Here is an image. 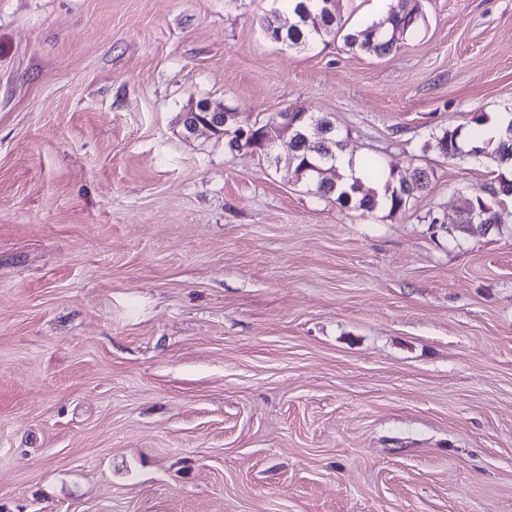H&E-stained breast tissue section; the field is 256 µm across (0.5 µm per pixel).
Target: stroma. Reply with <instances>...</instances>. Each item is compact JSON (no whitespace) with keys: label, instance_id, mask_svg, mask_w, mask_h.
<instances>
[{"label":"stroma","instance_id":"35a3bbf8","mask_svg":"<svg viewBox=\"0 0 512 512\" xmlns=\"http://www.w3.org/2000/svg\"><path fill=\"white\" fill-rule=\"evenodd\" d=\"M272 0H0V512H512V203L436 136L512 112V0L388 57ZM328 117L397 212L179 122ZM288 2L287 17L283 16L278 10L270 13V16H265L262 19V28L266 32L273 29H283L284 36L288 40V47L302 48L310 45L318 38L335 33V35L342 33L343 24L341 18L336 15L335 18L329 20L322 19L321 29L315 25L306 23L305 19L299 12V6L307 0H283ZM512 127V119L509 121L505 135L491 150L490 156L499 163V170L495 177L494 186L497 193L494 198H464L460 201V224H489L488 218H495L497 208L509 199L512 201V139L511 133L507 135V129ZM510 162V168L506 165Z\"/></svg>","mask_w":512,"mask_h":512}]
</instances>
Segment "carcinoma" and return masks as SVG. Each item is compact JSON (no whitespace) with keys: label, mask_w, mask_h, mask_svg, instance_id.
<instances>
[{"label":"carcinoma","mask_w":512,"mask_h":512,"mask_svg":"<svg viewBox=\"0 0 512 512\" xmlns=\"http://www.w3.org/2000/svg\"><path fill=\"white\" fill-rule=\"evenodd\" d=\"M288 2L287 14L274 10L262 19V28L267 31L271 28L281 29L288 40V46L302 48L310 45L318 38L330 34H340L345 45L350 48L369 50L381 57L390 55L396 48V33L408 32L415 28V15L419 13L418 6L410 5L409 0H396L397 5L390 8L384 20H373L358 31H343V24L338 17L322 21L321 27L305 22L299 12V6L305 0H286ZM378 27L380 31L377 38L370 39L369 30ZM332 128L330 120L318 117L305 121V133L308 140L296 143L286 158L287 167L294 168V172L308 179L315 187V194L323 195L319 182L315 180L314 166L324 165L336 150L343 149L342 141L338 136L329 132ZM462 131L456 127L436 138L435 146L439 152L448 158H460L462 153ZM493 146L490 156L499 163V170L495 177L497 193L490 198H464L460 201L459 213L461 223L466 225L486 224L495 218L497 208L506 201L512 200V169L507 164L512 162V137L504 135L497 144L487 142ZM422 170L414 169L399 177L390 173L386 178L375 164L368 165V175L384 180L383 192L366 194L358 197L359 185L353 182L349 185L342 183V178L330 184L328 193L336 194V202L344 208H354L366 212H373L378 208L387 209L394 213L406 205L414 192L425 187L420 174Z\"/></svg>","instance_id":"obj_1"}]
</instances>
